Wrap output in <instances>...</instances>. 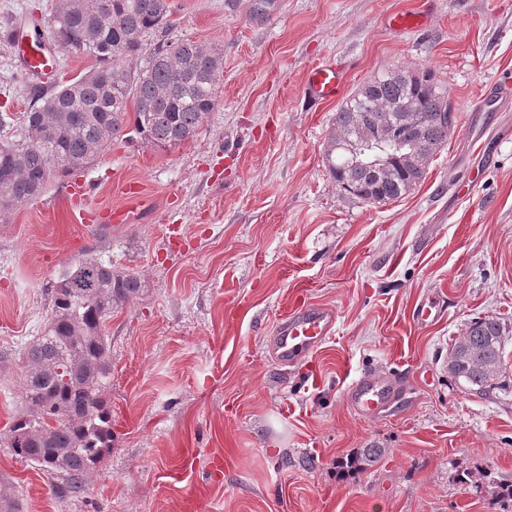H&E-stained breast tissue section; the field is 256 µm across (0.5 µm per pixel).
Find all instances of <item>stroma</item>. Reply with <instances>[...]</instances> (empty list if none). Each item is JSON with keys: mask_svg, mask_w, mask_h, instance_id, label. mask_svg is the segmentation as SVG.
<instances>
[{"mask_svg": "<svg viewBox=\"0 0 512 512\" xmlns=\"http://www.w3.org/2000/svg\"><path fill=\"white\" fill-rule=\"evenodd\" d=\"M172 38L222 49L217 105L197 137L166 150L114 139L74 180L105 238L51 184L0 211V512H180L211 452L224 475L206 512H512V99L476 111L512 79V0H173ZM58 0H0V113L18 137L32 79L4 33L54 55L53 79L94 58L53 41ZM422 28L393 31L399 11ZM342 64L346 92L388 68L431 71L458 116L409 194L370 204L340 191L323 152L337 103L312 104L307 72ZM127 209L121 223L114 210ZM99 248L140 278L113 310L112 451L82 493L13 456L22 353L44 330L59 269ZM436 298L441 316L413 314ZM331 308L332 338L280 366L266 341L293 301ZM510 326L498 389L467 393L448 350L478 317ZM404 382L382 415L353 413L364 373ZM383 449L363 473L338 459ZM482 469L481 488L459 472Z\"/></svg>", "mask_w": 512, "mask_h": 512, "instance_id": "35a3bbf8", "label": "stroma"}]
</instances>
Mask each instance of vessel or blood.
<instances>
[{
	"label": "vessel or blood",
	"mask_w": 512,
	"mask_h": 512,
	"mask_svg": "<svg viewBox=\"0 0 512 512\" xmlns=\"http://www.w3.org/2000/svg\"><path fill=\"white\" fill-rule=\"evenodd\" d=\"M343 84L344 77L339 68L318 65L307 76L305 93L310 100L328 101L336 98ZM335 325L336 315L331 309L303 302L296 304L282 316L274 335L270 336L271 354L281 366H295L332 337ZM398 395V388L392 381L377 375L359 377L347 393L352 410L366 416L383 413ZM211 494L210 482L194 484L184 500V512H203Z\"/></svg>",
	"instance_id": "b4317fda"
}]
</instances>
